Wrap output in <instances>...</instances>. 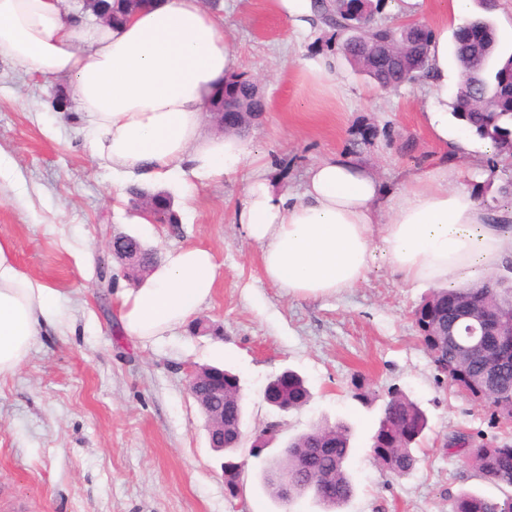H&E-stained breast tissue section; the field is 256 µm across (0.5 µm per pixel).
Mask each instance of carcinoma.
<instances>
[{"label":"carcinoma","mask_w":512,"mask_h":512,"mask_svg":"<svg viewBox=\"0 0 512 512\" xmlns=\"http://www.w3.org/2000/svg\"><path fill=\"white\" fill-rule=\"evenodd\" d=\"M313 7L320 19L340 35L347 31L343 11L332 0H314ZM479 22L488 31L487 43L469 48L451 41V55L460 71V82L451 104V115L467 133L488 142L493 149L490 169L512 173L508 156L502 147L512 137V52L503 48L492 20ZM388 27L376 25L367 30L365 40L371 44L389 42L393 51L408 48L411 34L399 29L392 40H387ZM424 59L418 60L412 52L397 58L382 69H372L364 51L351 45L345 38L339 47L341 53L378 87L397 88L403 84L423 80L428 74L429 44L422 45ZM492 100L495 107L486 111L475 105V98ZM448 293L469 302L482 311L512 316V283L501 276L487 275L466 281L453 288H437L425 301H438ZM473 322L446 316L430 324L431 332L448 340V350L432 362H446L472 396L484 397L491 415L509 413L512 405V355L489 353L471 345L468 330ZM280 386L286 390L288 401L306 404L311 398L305 380L296 372H284ZM397 395L395 404L384 403L378 427L372 437L371 452L379 467L387 474L402 477L415 467L414 445L427 428V417L416 401L400 390L388 391ZM398 428L395 441L387 445L383 431L387 424ZM351 427L344 422L319 424L288 441V452L281 455L275 467L286 469L297 479L309 482L328 481L336 486V503L325 512H336L353 495V484L346 464L350 455ZM446 451L465 459L466 463L484 480L497 486L512 488V447L472 446L470 439L458 433L448 439ZM452 512H512V494L488 497L469 490L460 491L453 499Z\"/></svg>","instance_id":"carcinoma-1"}]
</instances>
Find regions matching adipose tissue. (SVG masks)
Masks as SVG:
<instances>
[{"mask_svg":"<svg viewBox=\"0 0 512 512\" xmlns=\"http://www.w3.org/2000/svg\"><path fill=\"white\" fill-rule=\"evenodd\" d=\"M0 56L34 75L66 77L91 133L93 158L113 173L163 183L232 181L250 169L236 220L259 245L266 280L295 298L330 297L365 281L375 262L406 284L452 286L472 271L512 263V209L490 223L487 206L460 188L447 156L401 184L332 156L299 189H275L244 140L203 133L205 106L236 74V47L202 0H153L118 26L74 22L63 0H0ZM431 97L425 115L448 138V31L431 33ZM213 253L187 245L165 253L148 278L119 294L128 334L149 341L184 326L211 298ZM60 295L18 265L0 239V379L27 362L42 330L58 328Z\"/></svg>","mask_w":512,"mask_h":512,"instance_id":"obj_1","label":"adipose tissue"}]
</instances>
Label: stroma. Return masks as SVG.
<instances>
[{"label": "stroma", "instance_id": "35a3bbf8", "mask_svg": "<svg viewBox=\"0 0 512 512\" xmlns=\"http://www.w3.org/2000/svg\"><path fill=\"white\" fill-rule=\"evenodd\" d=\"M218 16L236 45L238 76L256 82L268 104L247 142L273 184L297 188L308 168L337 155L396 185L442 152L423 118L426 82L375 87L339 57L334 30L299 35L272 0H221ZM321 51L337 54L335 79L301 67ZM63 87L0 57V151L13 162L12 176L0 178V239L12 242L23 271L59 291L64 322L63 332L42 331L24 367L0 381V512H322L309 495L283 505L262 474L289 439L339 421L353 427L347 470L355 486L341 512H451L463 489L502 496L444 449L457 432L512 446V426L435 369L411 318L429 286L403 283L378 263L336 296H288L267 282L259 246L236 222L244 173L199 185L194 202L178 205L179 223H143L127 193L133 178L100 167L80 115L55 110ZM119 234L161 251L210 249L218 280L198 316L222 335L185 326L147 343L127 336L117 298L129 282L108 248ZM205 365L235 372L244 396L235 497L188 391L189 368ZM288 369L312 398L283 416L263 392ZM357 375L376 394L371 404L352 396ZM394 387L428 417L415 468L403 478L389 477L370 452ZM271 425L275 441L252 457L254 434Z\"/></svg>", "mask_w": 512, "mask_h": 512}]
</instances>
